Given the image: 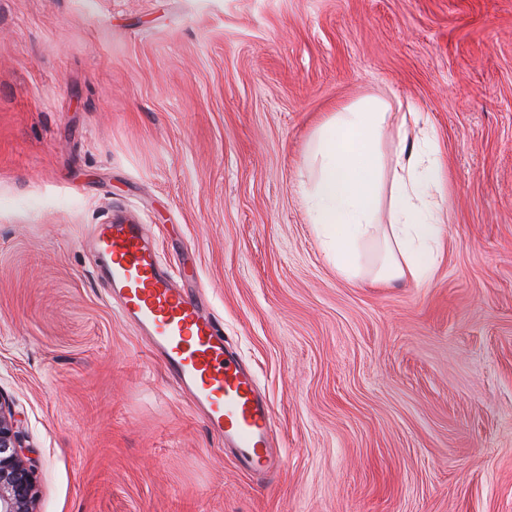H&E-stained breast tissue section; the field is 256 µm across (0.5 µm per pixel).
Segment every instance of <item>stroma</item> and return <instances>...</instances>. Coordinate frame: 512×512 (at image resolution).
Returning a JSON list of instances; mask_svg holds the SVG:
<instances>
[{"label":"stroma","mask_w":512,"mask_h":512,"mask_svg":"<svg viewBox=\"0 0 512 512\" xmlns=\"http://www.w3.org/2000/svg\"><path fill=\"white\" fill-rule=\"evenodd\" d=\"M369 97L441 150L420 282L341 275L301 194ZM117 211L254 369L269 483L97 277ZM0 395L36 512H512V0H0Z\"/></svg>","instance_id":"35a3bbf8"}]
</instances>
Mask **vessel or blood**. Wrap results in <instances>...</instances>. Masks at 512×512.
Here are the masks:
<instances>
[{
    "label": "vessel or blood",
    "mask_w": 512,
    "mask_h": 512,
    "mask_svg": "<svg viewBox=\"0 0 512 512\" xmlns=\"http://www.w3.org/2000/svg\"><path fill=\"white\" fill-rule=\"evenodd\" d=\"M93 251L124 319L148 336L181 395L202 409L241 472L276 473L284 463L270 445L271 407L210 306L190 298L165 271L143 224L126 213L96 225Z\"/></svg>",
    "instance_id": "1"
}]
</instances>
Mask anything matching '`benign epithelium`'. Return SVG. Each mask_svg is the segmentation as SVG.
Segmentation results:
<instances>
[{"instance_id": "1", "label": "benign epithelium", "mask_w": 512, "mask_h": 512, "mask_svg": "<svg viewBox=\"0 0 512 512\" xmlns=\"http://www.w3.org/2000/svg\"><path fill=\"white\" fill-rule=\"evenodd\" d=\"M36 497L35 472L21 454L12 407L0 395V512H35Z\"/></svg>"}]
</instances>
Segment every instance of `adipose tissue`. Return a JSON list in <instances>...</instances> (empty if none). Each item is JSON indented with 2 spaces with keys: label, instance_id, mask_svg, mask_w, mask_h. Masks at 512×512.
<instances>
[{
  "label": "adipose tissue",
  "instance_id": "1",
  "mask_svg": "<svg viewBox=\"0 0 512 512\" xmlns=\"http://www.w3.org/2000/svg\"><path fill=\"white\" fill-rule=\"evenodd\" d=\"M388 115L364 102L331 113L317 127L303 192L329 261L349 276L361 269L360 245L379 251V282L421 281L431 272L448 219L430 138L410 140L397 130L398 150L384 172L380 143ZM388 222L380 224V208Z\"/></svg>",
  "mask_w": 512,
  "mask_h": 512
}]
</instances>
